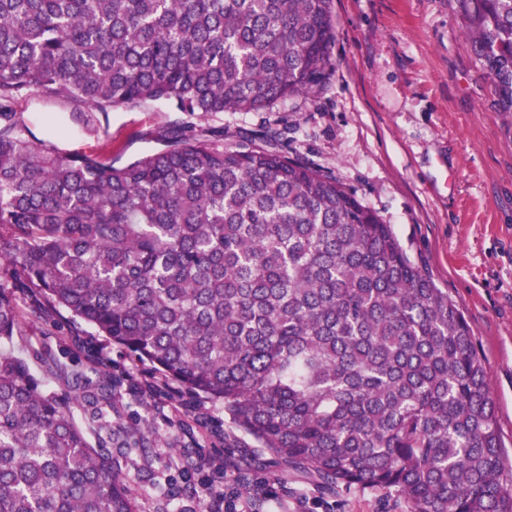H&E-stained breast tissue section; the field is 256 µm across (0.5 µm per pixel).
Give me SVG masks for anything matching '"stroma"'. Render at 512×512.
I'll use <instances>...</instances> for the list:
<instances>
[{"label":"stroma","instance_id":"stroma-1","mask_svg":"<svg viewBox=\"0 0 512 512\" xmlns=\"http://www.w3.org/2000/svg\"><path fill=\"white\" fill-rule=\"evenodd\" d=\"M330 12L336 40L325 82L257 112L203 118L150 100L98 111L36 96L16 99L13 109L36 138L119 165L159 148L176 128L190 136L207 131L227 146L285 133L283 151L354 191L462 312L488 370L512 465V115L500 111L474 52L465 0H331ZM76 337L100 361L88 370L90 380L133 376L112 397L113 424L154 430L139 448H107L137 512H157L169 489L178 506L195 512L215 458L253 480L255 512H404L385 493H331L284 472L204 396L185 395L177 412L166 394L144 401L147 382L162 384L163 374L65 316L51 327L23 318L6 349L25 358L49 390L68 396L71 388L49 365ZM188 456L193 466H185Z\"/></svg>","mask_w":512,"mask_h":512}]
</instances>
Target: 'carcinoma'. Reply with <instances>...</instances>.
Listing matches in <instances>:
<instances>
[{
    "instance_id": "carcinoma-1",
    "label": "carcinoma",
    "mask_w": 512,
    "mask_h": 512,
    "mask_svg": "<svg viewBox=\"0 0 512 512\" xmlns=\"http://www.w3.org/2000/svg\"><path fill=\"white\" fill-rule=\"evenodd\" d=\"M330 0H0V341L66 312L328 488L407 512H512L487 369L464 316L336 176L179 131L116 166L29 138L20 96L202 117L320 85ZM512 112V0H466ZM53 368L72 375L69 353ZM0 352V512H135L112 457Z\"/></svg>"
}]
</instances>
